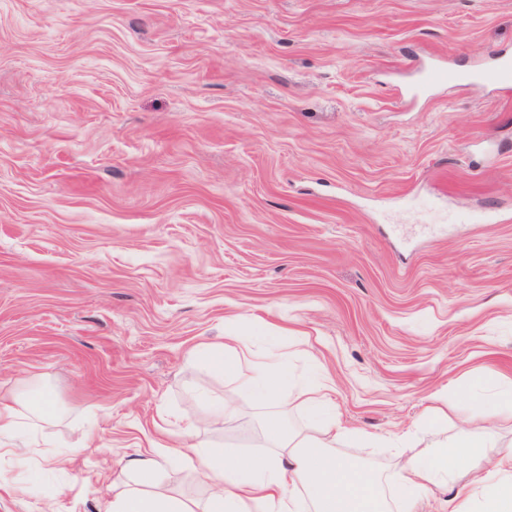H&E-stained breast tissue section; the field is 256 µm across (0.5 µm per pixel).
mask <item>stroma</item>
Segmentation results:
<instances>
[{
    "label": "stroma",
    "instance_id": "obj_1",
    "mask_svg": "<svg viewBox=\"0 0 512 512\" xmlns=\"http://www.w3.org/2000/svg\"><path fill=\"white\" fill-rule=\"evenodd\" d=\"M501 55L512 0H0V397L62 411L0 512H103L161 424L259 454L268 409L198 400L228 322L414 453L435 394L512 378V82L419 87Z\"/></svg>",
    "mask_w": 512,
    "mask_h": 512
}]
</instances>
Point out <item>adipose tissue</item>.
Returning <instances> with one entry per match:
<instances>
[{"label":"adipose tissue","mask_w":512,"mask_h":512,"mask_svg":"<svg viewBox=\"0 0 512 512\" xmlns=\"http://www.w3.org/2000/svg\"><path fill=\"white\" fill-rule=\"evenodd\" d=\"M191 356L233 385L231 393L204 397L211 425H223L240 395L257 406L292 407L305 416L306 426L292 431L268 419L261 457L228 455L209 440L193 441L185 450L156 445L134 462V486L114 494L106 512H419L435 487L452 493L436 501L434 512H512V453H499L501 437L494 430L466 427L434 438L388 474L337 455V442L348 437L369 448L389 445L395 453L400 444L346 427L328 369L314 359L294 366L285 337L250 338L233 328L223 342L198 344ZM458 411L466 423L478 416L512 424V379L491 398L469 383ZM58 418L56 403L36 384L24 399L0 400V456L25 460L28 437ZM171 458L208 490L205 502L158 490L159 471ZM463 459L474 462L465 481L459 475Z\"/></svg>","instance_id":"adipose-tissue-1"}]
</instances>
